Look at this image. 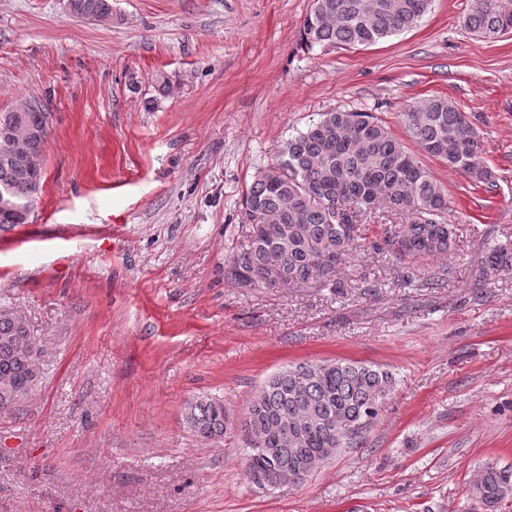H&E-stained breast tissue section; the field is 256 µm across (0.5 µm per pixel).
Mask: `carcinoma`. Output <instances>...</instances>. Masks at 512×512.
<instances>
[{"label":"carcinoma","instance_id":"1","mask_svg":"<svg viewBox=\"0 0 512 512\" xmlns=\"http://www.w3.org/2000/svg\"><path fill=\"white\" fill-rule=\"evenodd\" d=\"M77 18L112 22V0H68ZM431 0H314L301 31L308 50L375 45L410 30ZM464 29L485 40L512 32V0H470ZM407 130L422 149L449 168L494 187L483 158L481 136L446 98H433L404 112ZM50 113L38 99L17 111L0 112V227L25 224L41 190V166L50 132ZM252 224L230 257L228 275L247 288L274 272L273 286L342 288L340 266L368 247L400 263L416 256L445 255L455 242L448 220V193L405 150L382 120L370 112H323L284 143L277 164L262 169L245 195ZM402 214L406 222L387 226L366 241L365 221L374 211ZM512 275V244L489 249L480 272ZM40 353L22 314L0 306V411L31 392L30 359ZM294 368L269 377L256 392L240 425L248 448L245 474L291 467L310 457L323 464L360 437L368 409L394 388L393 373L353 360L321 363L297 382ZM189 430L205 440L224 436V403L197 399L184 408ZM351 429L344 437L341 431ZM472 493L499 512L512 499V468L486 466Z\"/></svg>","mask_w":512,"mask_h":512}]
</instances>
